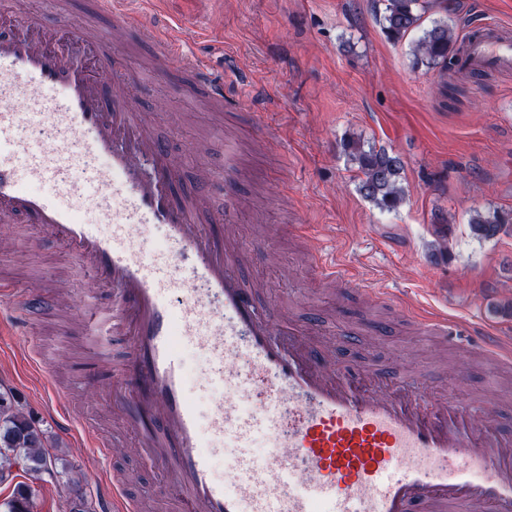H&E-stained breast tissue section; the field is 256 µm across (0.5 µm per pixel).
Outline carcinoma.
<instances>
[{
  "mask_svg": "<svg viewBox=\"0 0 512 512\" xmlns=\"http://www.w3.org/2000/svg\"><path fill=\"white\" fill-rule=\"evenodd\" d=\"M426 6L422 0H385L382 30L399 42L417 29L421 35L413 47L417 67L451 72L456 67L457 40L444 21L421 28ZM341 149L357 167L358 191L382 210L393 211L405 199L402 164L399 158L373 147H365L359 138H345ZM478 238L491 240L512 232V210L494 209L475 212L469 222ZM25 473L47 474L53 478L71 477L75 466L58 450H50L44 429L17 405L11 390H0V483L12 482L10 496L0 504L4 512H34L37 490L25 481H15L13 468Z\"/></svg>",
  "mask_w": 512,
  "mask_h": 512,
  "instance_id": "cac0c4a2",
  "label": "carcinoma"
}]
</instances>
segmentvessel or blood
Segmentation results:
<instances>
[{
  "label": "vessel or blood",
  "mask_w": 512,
  "mask_h": 512,
  "mask_svg": "<svg viewBox=\"0 0 512 512\" xmlns=\"http://www.w3.org/2000/svg\"><path fill=\"white\" fill-rule=\"evenodd\" d=\"M133 0H95L108 34L83 15L59 12L54 23L17 0L0 17V223L49 232L79 272L112 291L108 308L89 307L85 334L98 354L112 339L129 353L114 366L103 395L116 419L112 434L60 427L109 461L101 477L112 512H144L120 449L159 464L152 496L169 512H512V433L478 425L476 405L430 400L397 377L365 367L340 370L336 355L308 333L284 330L278 305L261 304L242 270L253 260L233 231L238 201L211 205L212 173H200L177 199L180 163L136 110L114 76L115 43L128 33L156 45L153 76L170 60L195 96L224 105V83L205 59L185 51L176 34L154 23L131 26ZM461 69L512 70V34L471 29ZM50 182L60 196L32 193ZM91 204L97 224L79 216ZM112 228L99 233L98 224ZM160 225L170 253L155 257L144 228ZM326 281L345 280L335 258L311 248ZM379 297L410 317L426 336L448 337L459 320L414 305L399 292ZM16 291L0 284V321L12 333L29 327ZM209 360L207 377L224 390L212 408V436L230 452L231 478L219 483L203 451L199 416L185 392L183 352ZM485 356L512 364V339L490 334ZM270 452L256 461L253 440Z\"/></svg>",
  "instance_id": "vessel-or-blood-1"
}]
</instances>
